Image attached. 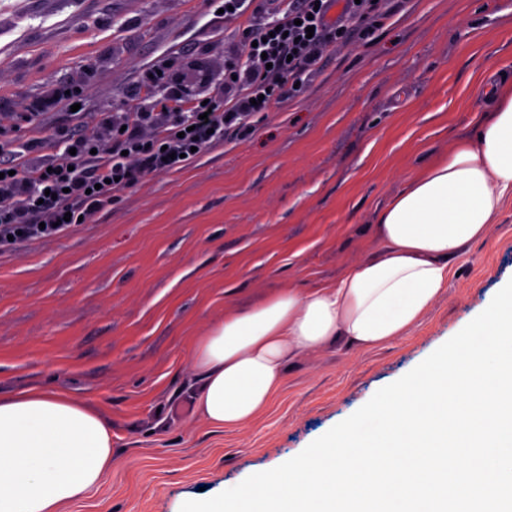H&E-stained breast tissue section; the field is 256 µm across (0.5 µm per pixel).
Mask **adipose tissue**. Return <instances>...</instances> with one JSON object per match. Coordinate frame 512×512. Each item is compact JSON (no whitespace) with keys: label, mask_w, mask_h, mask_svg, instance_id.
I'll return each instance as SVG.
<instances>
[{"label":"adipose tissue","mask_w":512,"mask_h":512,"mask_svg":"<svg viewBox=\"0 0 512 512\" xmlns=\"http://www.w3.org/2000/svg\"><path fill=\"white\" fill-rule=\"evenodd\" d=\"M481 132L411 174L377 217L382 250L334 284L274 292L194 346L197 406L214 427L263 413L296 354L336 340L382 345L415 326L448 285L450 261L485 236L512 195V85ZM112 468V429L60 391L0 398V512H60Z\"/></svg>","instance_id":"ef3b65f1"}]
</instances>
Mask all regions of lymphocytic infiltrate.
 I'll list each match as a JSON object with an SVG mask.
<instances>
[{
	"mask_svg": "<svg viewBox=\"0 0 512 512\" xmlns=\"http://www.w3.org/2000/svg\"><path fill=\"white\" fill-rule=\"evenodd\" d=\"M386 12L375 0H261L243 50H230L208 97L154 87L103 120L100 137L57 130L62 162H30L23 152L0 160V247L11 236L35 241L63 235L73 219L111 205L143 177L180 169L228 133H248L258 113L294 98L325 56L353 34L373 36Z\"/></svg>",
	"mask_w": 512,
	"mask_h": 512,
	"instance_id": "f902f5d3",
	"label": "lymphocytic infiltrate"
}]
</instances>
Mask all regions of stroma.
<instances>
[{
	"label": "stroma",
	"instance_id": "35a3bbf8",
	"mask_svg": "<svg viewBox=\"0 0 512 512\" xmlns=\"http://www.w3.org/2000/svg\"><path fill=\"white\" fill-rule=\"evenodd\" d=\"M219 0H0V140L57 162L54 131L96 134L157 65L224 68L246 15ZM373 39L327 56L297 97L192 164L146 177L66 234L0 249V396L32 386L112 426L111 472L64 512H180L275 468L408 373L512 280V200L467 245L419 324L381 347L339 341L287 366L236 429L196 407L193 343L280 289L336 281L381 248L377 213L406 178L475 135L512 80V0H387ZM85 87L79 114L30 102Z\"/></svg>",
	"mask_w": 512,
	"mask_h": 512
}]
</instances>
